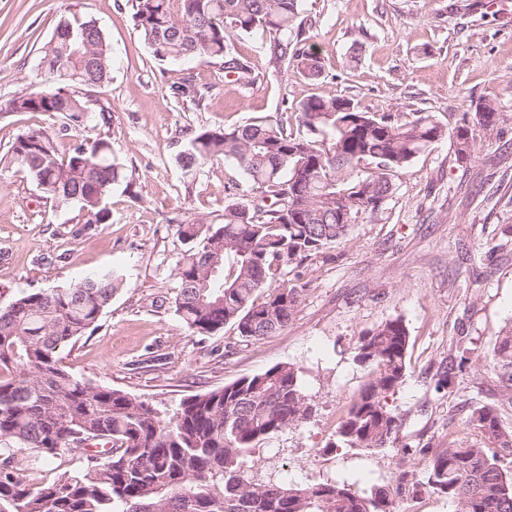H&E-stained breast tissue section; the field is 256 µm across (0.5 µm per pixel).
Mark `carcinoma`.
I'll return each instance as SVG.
<instances>
[{"instance_id": "carcinoma-1", "label": "carcinoma", "mask_w": 512, "mask_h": 512, "mask_svg": "<svg viewBox=\"0 0 512 512\" xmlns=\"http://www.w3.org/2000/svg\"><path fill=\"white\" fill-rule=\"evenodd\" d=\"M132 8L139 35L159 61L219 59L225 75L247 83L252 69L227 40L233 30L268 40L273 69L291 66L313 82L326 78L320 56L301 40V0H132ZM41 63L59 84L18 96L11 110L86 128L93 112L88 92L108 82L112 69V49L97 22L60 21ZM173 91L197 106L205 99L189 80ZM474 118L492 131L512 117L485 104ZM446 137L447 127L430 113L402 121L320 95L300 104L296 132L267 116L193 135L179 157L185 172L231 159L260 196L229 201L210 221L178 225L185 246L175 265L178 318L202 336L230 326L259 341L283 329L302 294L285 279L288 267L383 210L397 174ZM453 137L458 159H468V120ZM9 152L45 197L79 205L88 224L112 223L107 198L125 175L108 137L84 139L62 154L51 133L30 130ZM215 259L220 267L211 274ZM122 285L108 270L69 287L24 291L0 307V512H396V500L421 494L451 500L456 512H512V474L484 446L451 438L446 448L419 449L429 456L424 476L404 471L388 489L366 493L332 478H256L251 463L260 442L312 415L290 363L193 395L168 418L129 393L77 379L59 352L96 330ZM408 344L400 318L360 337L354 359L369 369V379L333 447L375 450L397 441L401 418L387 397L405 381ZM491 363L501 403L512 406V327L497 338ZM470 422L489 444L512 453V429L496 406L475 408ZM79 434L111 445L106 458L88 448L80 466L36 481L42 467L72 452Z\"/></svg>"}]
</instances>
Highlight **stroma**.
<instances>
[{"instance_id":"35a3bbf8","label":"stroma","mask_w":512,"mask_h":512,"mask_svg":"<svg viewBox=\"0 0 512 512\" xmlns=\"http://www.w3.org/2000/svg\"><path fill=\"white\" fill-rule=\"evenodd\" d=\"M304 36L327 77L313 83L273 70L260 37L228 32L253 81L226 78L219 62L156 60L141 40L129 0H0V307L28 290L65 287L105 269L123 274L93 335L60 352L62 365L95 386L137 396L171 414L192 395L224 387L278 363L303 373L314 413L269 442L254 459L258 475L287 471L293 481L329 478L362 490L391 486L404 470L423 474L421 451L470 444L477 405L496 401L499 381L485 357L512 325V23L484 0H302ZM97 20L112 48L108 83L92 89L104 122L78 133L60 120L14 112L13 99L52 75L40 65L59 21ZM360 61L349 67L351 51ZM191 80L202 105L174 98ZM340 96L369 112L404 118L427 112L448 128L482 102L509 116L494 131L471 129L467 161L453 138L435 143L394 181L384 209L355 224L343 241L288 269L305 291L287 327L259 341L232 328L189 331L174 312L176 224L212 219L229 201L258 191L218 159L196 176L178 162L189 134L277 116L296 128L299 105ZM53 131L60 151L79 136L104 134L126 182L113 186L112 221L84 223L78 206L59 207L10 160L31 129ZM402 318L409 331L407 376L389 403L402 419L399 441L379 450L336 448V428L367 380L355 362L360 336ZM470 357L444 390L443 367ZM412 454H404V446Z\"/></svg>"}]
</instances>
